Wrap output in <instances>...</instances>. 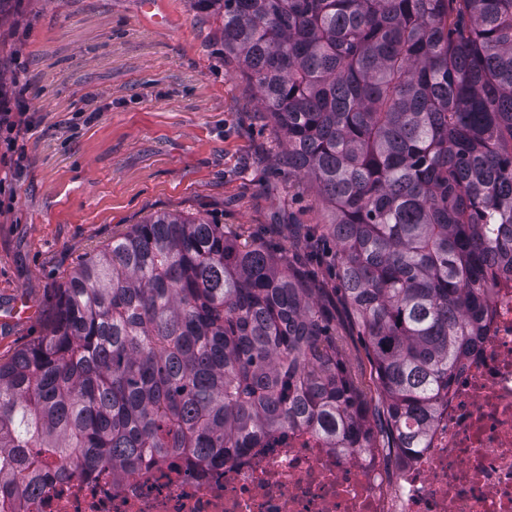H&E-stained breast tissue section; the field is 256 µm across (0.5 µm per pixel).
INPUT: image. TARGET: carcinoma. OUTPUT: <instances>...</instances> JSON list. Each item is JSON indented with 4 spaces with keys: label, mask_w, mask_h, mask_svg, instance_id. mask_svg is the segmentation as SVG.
<instances>
[{
    "label": "carcinoma",
    "mask_w": 512,
    "mask_h": 512,
    "mask_svg": "<svg viewBox=\"0 0 512 512\" xmlns=\"http://www.w3.org/2000/svg\"><path fill=\"white\" fill-rule=\"evenodd\" d=\"M207 2L326 221L274 250L161 212L86 259L0 361V487L19 499L287 429L422 448L491 286L512 279V0ZM319 234L338 289L297 265ZM355 332L368 373L346 355Z\"/></svg>",
    "instance_id": "obj_1"
}]
</instances>
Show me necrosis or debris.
Segmentation results:
<instances>
[{"instance_id":"4bbe7bcc","label":"necrosis or debris","mask_w":512,"mask_h":512,"mask_svg":"<svg viewBox=\"0 0 512 512\" xmlns=\"http://www.w3.org/2000/svg\"><path fill=\"white\" fill-rule=\"evenodd\" d=\"M490 304L424 447L396 468L292 429L212 466L151 461L121 480L107 469L31 499L0 496V512H512V281L491 290Z\"/></svg>"}]
</instances>
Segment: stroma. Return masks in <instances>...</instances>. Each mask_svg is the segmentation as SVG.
Segmentation results:
<instances>
[{
  "instance_id": "stroma-1",
  "label": "stroma",
  "mask_w": 512,
  "mask_h": 512,
  "mask_svg": "<svg viewBox=\"0 0 512 512\" xmlns=\"http://www.w3.org/2000/svg\"><path fill=\"white\" fill-rule=\"evenodd\" d=\"M26 82L22 160L0 156V358L38 336L72 270L154 212L270 242L325 214L289 174L255 87L200 0H5L0 88ZM25 294L37 314H6Z\"/></svg>"
}]
</instances>
